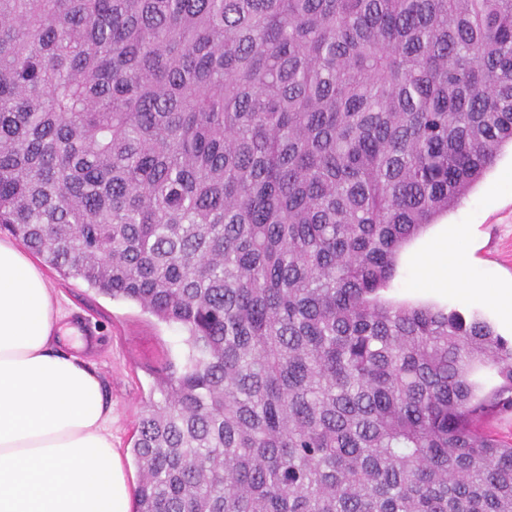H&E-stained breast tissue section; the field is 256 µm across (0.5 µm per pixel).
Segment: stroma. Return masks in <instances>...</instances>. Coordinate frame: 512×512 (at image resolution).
Instances as JSON below:
<instances>
[{
  "instance_id": "stroma-1",
  "label": "stroma",
  "mask_w": 512,
  "mask_h": 512,
  "mask_svg": "<svg viewBox=\"0 0 512 512\" xmlns=\"http://www.w3.org/2000/svg\"><path fill=\"white\" fill-rule=\"evenodd\" d=\"M445 222L468 226L470 265L485 295L477 298L461 290L445 295L414 291L412 266L407 263L390 297L430 302L465 315L479 312L501 335L511 338L512 319L503 315L495 298L496 290L512 286L511 148L502 151ZM45 275L68 316L82 315L97 338L85 357L92 362L112 406V430L121 448H128L141 411L149 402L162 399L155 388L159 372L168 365H180L186 355L183 332L134 304L99 294L82 281L62 278L53 269H46Z\"/></svg>"
}]
</instances>
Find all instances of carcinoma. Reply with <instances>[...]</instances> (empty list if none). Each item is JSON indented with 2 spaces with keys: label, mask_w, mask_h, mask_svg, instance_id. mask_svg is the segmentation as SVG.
Here are the masks:
<instances>
[{
  "label": "carcinoma",
  "mask_w": 512,
  "mask_h": 512,
  "mask_svg": "<svg viewBox=\"0 0 512 512\" xmlns=\"http://www.w3.org/2000/svg\"><path fill=\"white\" fill-rule=\"evenodd\" d=\"M507 146L512 0H0V231L185 332L135 512H512V341L385 297Z\"/></svg>",
  "instance_id": "cac0c4a2"
}]
</instances>
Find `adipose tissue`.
<instances>
[{
	"instance_id": "obj_1",
	"label": "adipose tissue",
	"mask_w": 512,
	"mask_h": 512,
	"mask_svg": "<svg viewBox=\"0 0 512 512\" xmlns=\"http://www.w3.org/2000/svg\"><path fill=\"white\" fill-rule=\"evenodd\" d=\"M466 225L413 256L420 290L483 294L464 248ZM62 309L40 267L0 238V512H131L133 490L112 438L101 381L59 345Z\"/></svg>"
}]
</instances>
